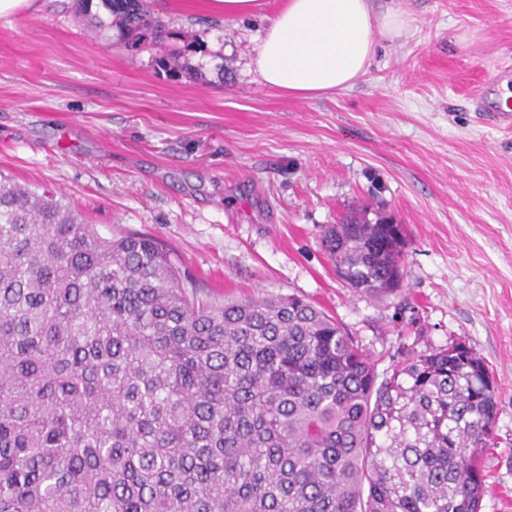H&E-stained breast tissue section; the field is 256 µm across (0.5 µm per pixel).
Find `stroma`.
Here are the masks:
<instances>
[{
	"label": "stroma",
	"instance_id": "35a3bbf8",
	"mask_svg": "<svg viewBox=\"0 0 512 512\" xmlns=\"http://www.w3.org/2000/svg\"><path fill=\"white\" fill-rule=\"evenodd\" d=\"M74 3L0 19V172L61 192L101 236L155 238L199 296L309 299L378 371L465 341L497 384L482 512H512V129L473 99L512 70V0H373L409 32L379 38L352 88L307 99L255 70L278 0L235 20L154 0L196 79L91 30ZM363 206L405 229L385 296L350 288L321 242Z\"/></svg>",
	"mask_w": 512,
	"mask_h": 512
}]
</instances>
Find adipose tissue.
Returning <instances> with one entry per match:
<instances>
[{
    "label": "adipose tissue",
    "mask_w": 512,
    "mask_h": 512,
    "mask_svg": "<svg viewBox=\"0 0 512 512\" xmlns=\"http://www.w3.org/2000/svg\"><path fill=\"white\" fill-rule=\"evenodd\" d=\"M399 9L374 12L371 0H282L254 60L261 81L293 98L351 88L368 72L377 37L409 28Z\"/></svg>",
    "instance_id": "ef3b65f1"
}]
</instances>
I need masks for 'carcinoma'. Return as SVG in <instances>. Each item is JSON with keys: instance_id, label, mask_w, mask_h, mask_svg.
I'll return each mask as SVG.
<instances>
[{"instance_id": "obj_1", "label": "carcinoma", "mask_w": 512, "mask_h": 512, "mask_svg": "<svg viewBox=\"0 0 512 512\" xmlns=\"http://www.w3.org/2000/svg\"><path fill=\"white\" fill-rule=\"evenodd\" d=\"M92 2L96 32L163 46L149 0ZM368 213L322 244L385 294L402 227ZM496 416L461 341L380 375L311 302L200 299L157 241L0 174V512H481Z\"/></svg>"}]
</instances>
